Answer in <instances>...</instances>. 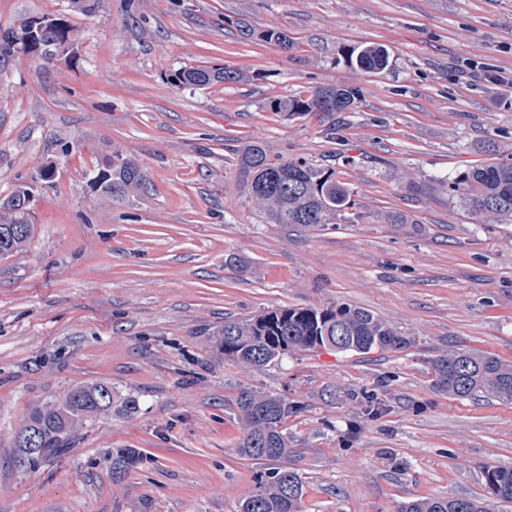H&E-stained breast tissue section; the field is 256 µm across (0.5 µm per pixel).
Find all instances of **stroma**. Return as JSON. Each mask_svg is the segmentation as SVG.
I'll list each match as a JSON object with an SVG mask.
<instances>
[{"mask_svg":"<svg viewBox=\"0 0 512 512\" xmlns=\"http://www.w3.org/2000/svg\"><path fill=\"white\" fill-rule=\"evenodd\" d=\"M43 15L68 20L77 54L0 58V198L56 164L34 191L35 236L0 256V512H238L269 467L237 451L244 385L302 405L285 424L302 512L485 496L484 466H512V403L436 390L431 362L457 349L512 361V223L476 217L450 189L512 153V85L485 79L512 74V0H102L92 14L0 0L1 30ZM269 28L291 48L258 39ZM366 42L389 47L385 70L345 63ZM201 66L241 79L170 83ZM336 85L360 97L332 125L269 107ZM252 139L334 169L354 208L270 223L238 176ZM116 152L147 192L115 202L91 184ZM336 303L392 321L406 348L319 347L248 371L208 334ZM96 384L111 409L64 455L18 469L29 412ZM118 448L149 465L113 479Z\"/></svg>","mask_w":512,"mask_h":512,"instance_id":"stroma-1","label":"stroma"}]
</instances>
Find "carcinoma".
I'll return each mask as SVG.
<instances>
[{"label":"carcinoma","instance_id":"obj_1","mask_svg":"<svg viewBox=\"0 0 512 512\" xmlns=\"http://www.w3.org/2000/svg\"><path fill=\"white\" fill-rule=\"evenodd\" d=\"M41 33L27 41L33 19L19 28L0 32V56L15 51L50 47L40 51L42 59L68 54L73 28L62 18L42 17ZM345 57L362 71H382L388 64V47L365 43L350 49ZM236 79L225 67L184 68L174 73L177 86L205 87ZM356 104L355 93L343 87H317L306 97L273 101L271 108L291 116L314 112L331 117L348 112ZM238 175L251 197L265 208L272 224H329L341 212L354 206L351 193L335 172L305 158L273 155L255 140L237 153ZM95 187L115 201L136 190H145L148 179L131 159L117 153L94 177ZM454 186L465 190L464 203L483 218L512 220V156L462 171ZM34 185L19 184L0 201V256L21 251L34 235L30 224L27 192ZM224 357L246 369L259 370L290 351L328 346L339 351L366 353L378 347L401 350L407 341L374 312L348 304L322 308H272L245 319H224L212 332ZM433 384L441 392L460 399L495 398L512 402V362L492 353L451 351L431 362ZM112 406V392L106 386H77L61 399L31 410L14 436V461L35 470L63 454L71 435L83 420ZM235 407L243 434L237 443L241 455L256 460L277 461L279 465L260 476L255 490L239 505V512H300L303 484L288 466L290 448L283 424L299 405L271 391L250 386L240 389ZM146 461L139 451L128 448L112 458V474L122 475ZM484 478L490 497L450 499L432 495L402 504L399 512H493L490 500L512 502V466L488 465Z\"/></svg>","mask_w":512,"mask_h":512}]
</instances>
